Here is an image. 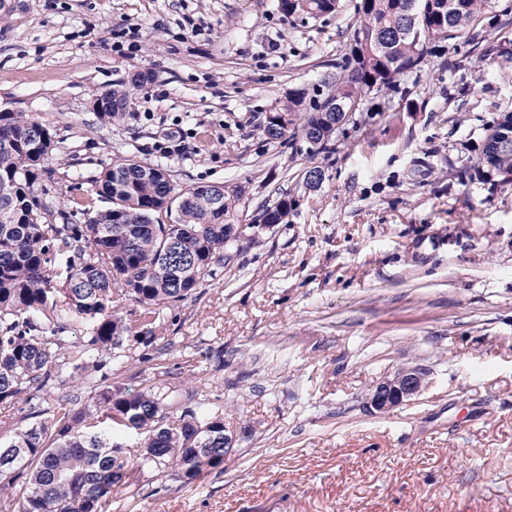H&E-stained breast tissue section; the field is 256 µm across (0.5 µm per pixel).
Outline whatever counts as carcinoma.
Returning <instances> with one entry per match:
<instances>
[{
    "mask_svg": "<svg viewBox=\"0 0 512 512\" xmlns=\"http://www.w3.org/2000/svg\"><path fill=\"white\" fill-rule=\"evenodd\" d=\"M290 18L339 13L341 0H279ZM356 25L336 62V79L321 99L299 93L271 110L259 131L272 143L314 137L316 152L330 151L336 119L324 116L330 100L360 111L374 91L405 93L402 84L425 57L452 43H472L481 26L500 32L512 23V0H354ZM131 83L109 91L113 108L97 113L105 126L124 116ZM55 144L43 124L21 113H0V405H32L60 378L58 350L73 319L90 335L75 366L89 390L78 408L60 400L51 427L19 430L1 448L20 453L14 467H0V481L24 486L6 512H112L136 472L169 470L190 483L224 464V415L202 404L182 405L168 393L104 385V370L121 357L129 331L116 301L141 307L150 327L149 347L163 327L164 305L196 296L242 248V234L259 224H281L295 206L284 197L240 227V185L177 188L160 164L117 157L89 177L91 190L74 201L84 224H49L52 210L34 185ZM479 163L512 185V104L499 108L479 149ZM106 200V209L95 207ZM170 217L165 224L160 213Z\"/></svg>",
    "mask_w": 512,
    "mask_h": 512,
    "instance_id": "cac0c4a2",
    "label": "carcinoma"
}]
</instances>
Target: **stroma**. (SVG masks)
<instances>
[{
	"instance_id": "1",
	"label": "stroma",
	"mask_w": 512,
	"mask_h": 512,
	"mask_svg": "<svg viewBox=\"0 0 512 512\" xmlns=\"http://www.w3.org/2000/svg\"><path fill=\"white\" fill-rule=\"evenodd\" d=\"M355 23L300 21L278 0H6L0 112L55 137L37 197L53 223L115 156L167 167L175 185H242L239 221L281 198L287 223L261 232L196 297L162 309L169 347L147 361L134 301L113 384L162 388L231 415L235 453L192 483L157 470L112 512H512V186L474 175L476 148L512 101V59L488 47L426 57L407 95H371L331 153L267 143V112L313 98L336 74ZM153 76L125 118L99 124L93 100ZM320 167L317 188L306 173ZM222 350L224 363L206 360ZM66 375L0 409V441L50 420ZM403 365L430 381L378 415L365 395Z\"/></svg>"
}]
</instances>
